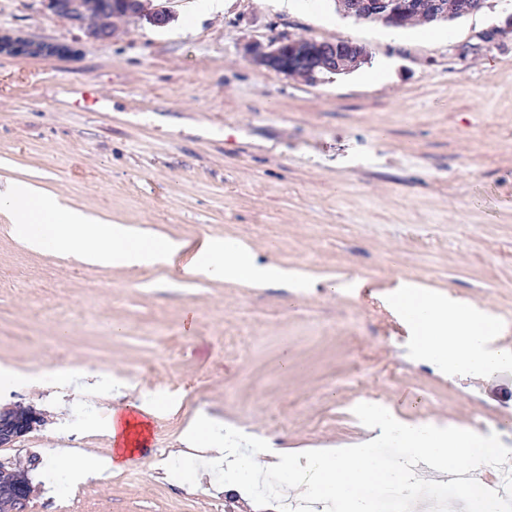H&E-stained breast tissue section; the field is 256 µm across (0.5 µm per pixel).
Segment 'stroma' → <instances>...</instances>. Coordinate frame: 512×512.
Here are the masks:
<instances>
[{
  "label": "stroma",
  "mask_w": 512,
  "mask_h": 512,
  "mask_svg": "<svg viewBox=\"0 0 512 512\" xmlns=\"http://www.w3.org/2000/svg\"><path fill=\"white\" fill-rule=\"evenodd\" d=\"M113 25L96 39L43 0H0L1 31L80 50L0 57V184L185 248L132 274L31 250L0 217V365L21 374L0 405L43 409L26 375L77 362L176 408L151 418L148 457L108 483L38 485L32 512H245L234 474L189 477L197 412L251 434L258 456L363 439V402L512 448V370L445 375L414 357L397 314L398 292L422 285L495 316L492 346L512 343V0H486L436 42L343 18L333 0H228L186 35L174 18ZM278 34L346 37L366 60L318 82L278 74L250 54ZM384 59L392 80L365 83ZM207 238L241 240L306 285L186 274ZM113 406L96 390L66 399L23 454L48 461L59 429L107 454Z\"/></svg>",
  "instance_id": "obj_1"
}]
</instances>
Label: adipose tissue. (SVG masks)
<instances>
[{"instance_id":"obj_1","label":"adipose tissue","mask_w":512,"mask_h":512,"mask_svg":"<svg viewBox=\"0 0 512 512\" xmlns=\"http://www.w3.org/2000/svg\"><path fill=\"white\" fill-rule=\"evenodd\" d=\"M0 213L11 222L14 236L29 248H47L71 255L90 266L112 267L134 273L146 266L163 265L183 250L178 239H157L126 224H110L99 217L63 204L42 187L11 182L0 190ZM190 274L223 282L265 285L292 280L287 269L254 260L247 247L220 239L206 240L199 249ZM399 306L416 330L419 358L448 374L482 377L512 368V345L490 347L493 319L469 305L430 294L415 286L404 289ZM164 408L160 401L132 402L112 410L106 434L108 455L85 452L59 457L71 479L97 477L121 470L148 444V420ZM211 419L194 416L186 430L190 446H205L201 473L232 464L241 474L239 489L251 488L261 472L257 461L236 454L214 435Z\"/></svg>"}]
</instances>
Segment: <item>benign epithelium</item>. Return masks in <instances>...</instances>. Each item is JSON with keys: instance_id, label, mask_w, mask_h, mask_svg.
<instances>
[{"instance_id": "benign-epithelium-1", "label": "benign epithelium", "mask_w": 512, "mask_h": 512, "mask_svg": "<svg viewBox=\"0 0 512 512\" xmlns=\"http://www.w3.org/2000/svg\"><path fill=\"white\" fill-rule=\"evenodd\" d=\"M54 15L82 24L74 0H44ZM343 15L356 20L380 19L400 28L419 19L422 24L451 19L456 13H474L483 7V0H468L456 7L447 0H338ZM111 0L101 7L99 25L90 31L97 39L111 35L108 14ZM359 47L345 41H317L308 38L278 37L264 49H253L254 58L278 74L292 75L299 71L318 79L324 71L339 72L347 58L358 53ZM78 50L70 45L37 41L27 37L0 33V56L74 58ZM42 415L34 408H0V447L14 448L23 437L41 426ZM35 463L19 458L0 459V512H30L34 487L28 476Z\"/></svg>"}]
</instances>
